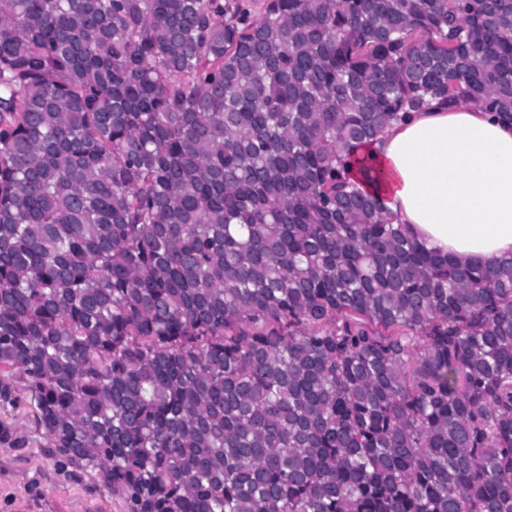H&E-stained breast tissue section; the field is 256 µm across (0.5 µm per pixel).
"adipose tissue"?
Wrapping results in <instances>:
<instances>
[{"label": "adipose tissue", "mask_w": 512, "mask_h": 512, "mask_svg": "<svg viewBox=\"0 0 512 512\" xmlns=\"http://www.w3.org/2000/svg\"><path fill=\"white\" fill-rule=\"evenodd\" d=\"M350 173L393 223L457 264L512 258V124L485 108L413 113L364 146Z\"/></svg>", "instance_id": "1"}]
</instances>
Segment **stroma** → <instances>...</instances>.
<instances>
[{
	"instance_id": "1",
	"label": "stroma",
	"mask_w": 512,
	"mask_h": 512,
	"mask_svg": "<svg viewBox=\"0 0 512 512\" xmlns=\"http://www.w3.org/2000/svg\"><path fill=\"white\" fill-rule=\"evenodd\" d=\"M12 420L31 444L0 446V512H123L118 496L93 476L61 467L49 449L39 446L26 411H16Z\"/></svg>"
}]
</instances>
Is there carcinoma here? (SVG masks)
Here are the masks:
<instances>
[{"instance_id":"obj_1","label":"carcinoma","mask_w":512,"mask_h":512,"mask_svg":"<svg viewBox=\"0 0 512 512\" xmlns=\"http://www.w3.org/2000/svg\"><path fill=\"white\" fill-rule=\"evenodd\" d=\"M434 101L512 0H0V412L124 512H512V259L347 173Z\"/></svg>"}]
</instances>
